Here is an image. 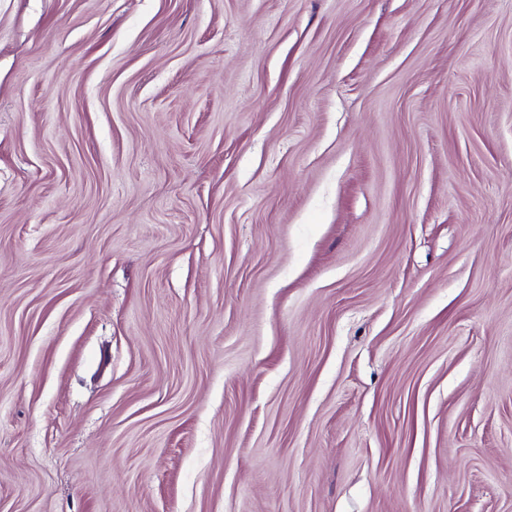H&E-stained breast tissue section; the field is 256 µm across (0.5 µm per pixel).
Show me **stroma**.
Returning a JSON list of instances; mask_svg holds the SVG:
<instances>
[{
	"mask_svg": "<svg viewBox=\"0 0 512 512\" xmlns=\"http://www.w3.org/2000/svg\"><path fill=\"white\" fill-rule=\"evenodd\" d=\"M0 512H512V0H0Z\"/></svg>",
	"mask_w": 512,
	"mask_h": 512,
	"instance_id": "stroma-1",
	"label": "stroma"
}]
</instances>
